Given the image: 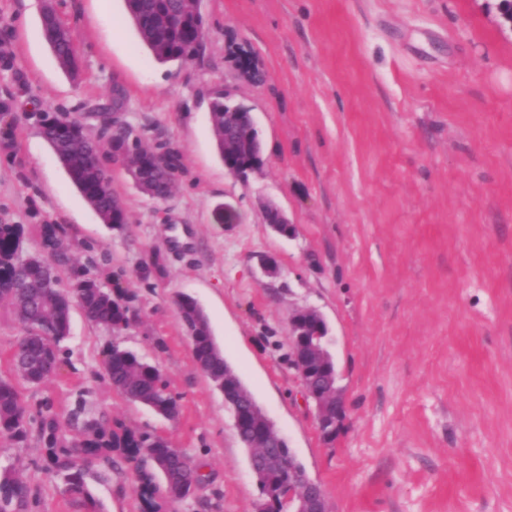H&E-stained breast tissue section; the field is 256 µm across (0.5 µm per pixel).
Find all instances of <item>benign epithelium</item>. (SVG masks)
<instances>
[{"label": "benign epithelium", "mask_w": 512, "mask_h": 512, "mask_svg": "<svg viewBox=\"0 0 512 512\" xmlns=\"http://www.w3.org/2000/svg\"><path fill=\"white\" fill-rule=\"evenodd\" d=\"M328 332L323 316L313 308H298L290 316L289 335L292 337V348L289 353V364L299 378L305 399L315 405L319 429L330 436L337 433L346 417V405L341 390L318 393L308 384L310 377L320 366L319 340ZM232 393L231 387L224 386V402L231 411L234 425H239L244 414L253 416L258 418L261 432H271L280 442H286L273 421L255 401H250L247 407L242 409L231 402ZM285 499L291 503V512H332L320 485L306 474L299 480L293 479L288 482Z\"/></svg>", "instance_id": "1"}]
</instances>
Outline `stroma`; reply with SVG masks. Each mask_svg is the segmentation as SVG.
<instances>
[{
	"label": "stroma",
	"mask_w": 512,
	"mask_h": 512,
	"mask_svg": "<svg viewBox=\"0 0 512 512\" xmlns=\"http://www.w3.org/2000/svg\"><path fill=\"white\" fill-rule=\"evenodd\" d=\"M502 0H202L206 40L185 64L157 63L124 0H0V224L58 225L72 270L119 285L133 311L113 334L73 309L62 375L22 386L25 443L0 439V470L37 490L28 512H72L48 476L37 412L61 443L96 439L113 466L83 474L101 512H252L259 487L224 398L197 368L174 301L194 297L225 361L285 435L333 512H512V19ZM52 6L78 35L66 74L42 37ZM250 56L263 78L239 71ZM123 90L126 121L178 157L172 195H144L112 168L123 229L103 224L38 134L44 111L81 113ZM250 108L263 166L229 174L210 101ZM295 227L270 231L267 204ZM233 209L234 224L214 210ZM281 272L266 277L262 256ZM316 309L347 413L324 441L288 365V317ZM119 343L165 373L177 419L126 400L103 377ZM85 404L102 431L83 429ZM159 433L203 460L194 498L166 500L150 461H127L125 432Z\"/></svg>",
	"instance_id": "obj_1"
}]
</instances>
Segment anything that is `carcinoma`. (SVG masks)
Instances as JSON below:
<instances>
[{
    "mask_svg": "<svg viewBox=\"0 0 512 512\" xmlns=\"http://www.w3.org/2000/svg\"><path fill=\"white\" fill-rule=\"evenodd\" d=\"M129 19L140 41L154 59L161 63H186L199 57L205 37L201 12L195 10V0H125ZM47 41L59 66L73 74L78 67V49L71 32L61 23L53 9L42 16ZM123 107V98L114 94L112 103L99 106L86 114L42 112L39 133L63 165L70 181L82 193L98 214L102 223L113 229L123 225L112 223V213L123 212L121 199L112 191L110 164H120L136 179L144 176L143 188L159 199L171 196L175 186L176 158L171 151H162L145 144L141 138L131 139L129 127L112 120V113ZM211 124L221 160L233 165L241 154L251 150L246 131L248 119L236 124L224 121V98L215 93L211 102ZM97 122L99 139L88 134L86 122ZM105 142L109 151L101 152ZM25 228L21 224H0V304L6 303L17 320L21 336L6 359L7 374H0V437L22 443L29 432V413L24 405L19 384L14 377L21 375L26 384L38 386L55 376L65 362L62 343L69 330L72 306L79 299L86 317L93 323L118 333L130 325L132 311L121 295L102 288L95 279L83 274L72 276L70 291L56 287L58 266L33 255H22ZM176 308L186 335L191 340L198 369L214 384L239 382L238 375L224 360L203 311L195 300L182 296ZM104 377L126 399L141 404L158 415L173 419L179 414V402L169 390V383L156 366L136 353L112 343L105 352ZM39 434L44 443L46 473L62 477L65 492L77 507L88 506L98 512V505L88 492L83 471L103 460L112 458L96 441H74L58 445L54 418L41 417ZM238 436L250 451L251 464L264 472L259 483L260 498L254 512H286L288 504L279 495L280 487L288 482V449L275 447L269 435L256 432L251 419L242 421ZM130 454L140 455L157 466L164 481V494L171 503L190 498L206 482L203 465L181 466L172 457V449L164 437L144 433L130 448ZM32 495L31 488L5 469L0 472V512H25Z\"/></svg>",
    "mask_w": 512,
    "mask_h": 512,
    "instance_id": "carcinoma-1",
    "label": "carcinoma"
}]
</instances>
